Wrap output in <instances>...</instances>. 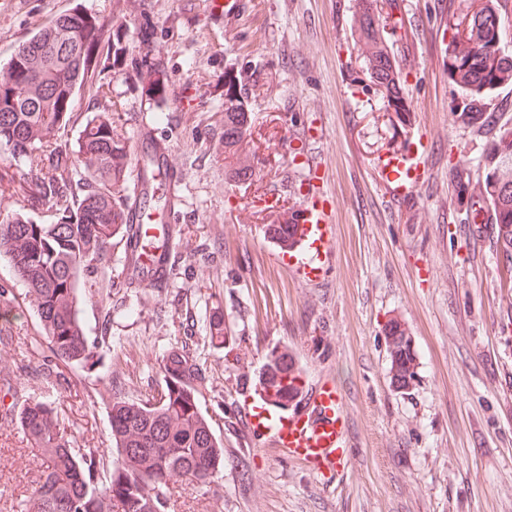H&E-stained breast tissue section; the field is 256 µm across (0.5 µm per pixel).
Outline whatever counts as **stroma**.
Listing matches in <instances>:
<instances>
[{
    "mask_svg": "<svg viewBox=\"0 0 512 512\" xmlns=\"http://www.w3.org/2000/svg\"><path fill=\"white\" fill-rule=\"evenodd\" d=\"M471 0H397L373 9L389 34L412 114L402 130L363 73L352 36L365 0H240L223 20L207 0H0V61L41 26L72 10L99 25L96 57L76 90L65 149L99 111L144 158L140 130L165 142L184 176L183 214L171 245L176 277L165 287H126L122 247L111 245L91 275L78 318L101 344L93 368H63L50 385L40 370L45 341L27 288L0 263V512H23L39 477L15 413L25 399L59 401L80 446L107 448L105 390L159 399L163 357L189 345L205 369L200 407L224 444L215 482L172 487L168 512H512V288L501 286L489 228L474 224L469 194L490 170L489 138L458 123L462 104L448 77L450 27ZM150 19L165 77L164 100L112 64L115 28L135 58ZM251 78V180L224 169V68ZM422 148L417 185L398 194L383 161ZM48 162L14 169L16 190L0 210L37 224L54 208L24 196ZM332 205V260L305 283L267 237L266 201L301 205L311 187ZM224 323L211 340L209 322ZM405 324L419 363L408 389L390 381L384 327ZM288 350L304 384L340 386L347 467L316 475L265 438L251 435L242 406L273 350Z\"/></svg>",
    "mask_w": 512,
    "mask_h": 512,
    "instance_id": "stroma-1",
    "label": "stroma"
}]
</instances>
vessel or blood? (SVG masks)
Masks as SVG:
<instances>
[{"instance_id": "1", "label": "vessel or blood", "mask_w": 512, "mask_h": 512, "mask_svg": "<svg viewBox=\"0 0 512 512\" xmlns=\"http://www.w3.org/2000/svg\"><path fill=\"white\" fill-rule=\"evenodd\" d=\"M150 164L137 175L136 192L153 195L156 184H163L165 212L174 216L181 205L183 174L170 159L166 146L148 148ZM420 165L419 156L403 153L389 173L397 183L409 179L411 171ZM333 226L322 201L306 200L296 210L290 230V243L283 250L282 260L298 278L306 282L320 279L328 268L331 257L328 243ZM303 406L293 413L275 410L267 394H260L258 402L245 411V419L253 435L270 438L284 455L297 460L317 473H333L345 463L348 446L343 413V395L335 383L317 384L302 396Z\"/></svg>"}]
</instances>
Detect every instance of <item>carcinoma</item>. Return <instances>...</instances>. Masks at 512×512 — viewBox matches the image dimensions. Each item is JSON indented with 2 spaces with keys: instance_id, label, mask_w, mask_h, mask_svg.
Wrapping results in <instances>:
<instances>
[{
  "instance_id": "obj_1",
  "label": "carcinoma",
  "mask_w": 512,
  "mask_h": 512,
  "mask_svg": "<svg viewBox=\"0 0 512 512\" xmlns=\"http://www.w3.org/2000/svg\"><path fill=\"white\" fill-rule=\"evenodd\" d=\"M501 4L464 14L454 23L448 45V76L461 94L457 120L477 133L495 131L493 167L472 204L487 206L494 234L497 265L512 279V122L488 111V93L512 81V53L496 48L502 27ZM96 20L75 10L37 29L0 64V150L11 159L33 160L48 148L47 161L56 171L34 183L29 195L55 206V224H34L16 212L0 220V260L6 261L28 288L47 344L45 365L99 363L96 346L78 319L80 282L113 240L128 241L126 198L119 195L129 160L125 136L110 119L86 121L74 147L65 155L51 149L55 133L70 120L72 98L96 52ZM363 69L395 122L411 125L395 60L389 55L384 25L371 8L354 18ZM112 65L126 62V44L116 27ZM141 67L135 72L148 96L162 90L156 74L151 34L139 41ZM245 76L224 69V166L232 182L253 175L250 155L251 116L245 109ZM87 172V193L78 207L71 169ZM290 210L272 213L267 231L285 243ZM391 383L406 389L417 376L411 336L398 319L384 329ZM164 389L154 402L109 396L107 412L112 447L81 448L61 429L55 401L29 398L16 412L28 443L38 449L41 476L26 504L27 512H166L170 485L185 480L201 487L214 483L224 467V444L218 440L199 405L203 368L184 347L169 352L160 366ZM301 374L283 351L265 363L258 384L284 406L297 394Z\"/></svg>"
}]
</instances>
